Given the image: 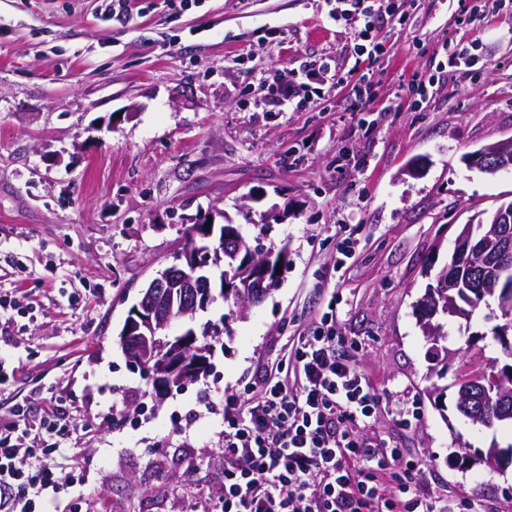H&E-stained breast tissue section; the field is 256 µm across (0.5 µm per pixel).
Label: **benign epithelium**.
Wrapping results in <instances>:
<instances>
[{
    "mask_svg": "<svg viewBox=\"0 0 512 512\" xmlns=\"http://www.w3.org/2000/svg\"><path fill=\"white\" fill-rule=\"evenodd\" d=\"M469 165L484 172H496L512 168V139L488 144L471 153ZM193 236L205 241V245L181 249L171 263L159 269L147 287L141 291L138 302L132 306L121 332L127 361L133 367L145 371L161 387L180 385L189 370L184 368L185 355L192 348L195 336L183 332L169 335L173 311L185 319L208 308L216 299L215 290L233 294L241 299L254 295L264 296L277 285L280 275L272 272L273 265L285 267L283 260L273 261V254L257 255L245 251L237 233L221 238L215 235V224L208 223V216L195 219ZM494 223L498 224L493 238L475 235L472 224H464L454 240L455 261L485 259L487 253L494 255L490 278L512 263V205L497 208ZM238 262L239 275L232 281L215 274L223 265L224 256ZM455 280L454 269L448 275H439L435 283L427 288L420 302L422 327L426 336L438 344L434 336L433 319L438 315L466 319L468 309L454 301L440 303L446 297ZM496 339L501 346L503 364L492 371V384L483 382L485 371L474 373L469 379L457 383L458 409L481 421V426L490 427L497 421L512 420V322L496 330ZM459 465L466 468L478 462L490 470L504 474L512 468V459L498 446L493 445L486 453L476 458L468 453L455 455Z\"/></svg>",
    "mask_w": 512,
    "mask_h": 512,
    "instance_id": "benign-epithelium-1",
    "label": "benign epithelium"
}]
</instances>
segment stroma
<instances>
[{
    "instance_id": "obj_1",
    "label": "stroma",
    "mask_w": 512,
    "mask_h": 512,
    "mask_svg": "<svg viewBox=\"0 0 512 512\" xmlns=\"http://www.w3.org/2000/svg\"><path fill=\"white\" fill-rule=\"evenodd\" d=\"M336 0H0V289L33 304L0 335L15 367L0 414L62 395L81 425L60 460L84 473L61 512H184L174 487L214 495L221 401L281 359L289 337L334 315L340 349L379 397L366 428L423 456L435 494L512 512V472L459 469L454 454L512 444V426L471 425L455 409L460 370L500 356L489 306L444 320L443 351L417 303L447 265L459 225L512 202V171L467 154L512 138V10L498 0H408L357 55ZM466 47L476 66L445 70ZM312 60L319 92L280 111L263 74ZM370 74L369 98L354 85ZM343 84H336V76ZM425 86L412 96V81ZM284 207L259 229L253 214ZM221 212L247 239L287 247L280 283L247 310L216 301L212 368L156 395L119 333L148 279L182 247L192 217ZM346 251H338L339 241ZM80 306H72L73 294ZM418 409L405 421L401 409Z\"/></svg>"
}]
</instances>
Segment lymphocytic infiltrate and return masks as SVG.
<instances>
[{
	"label": "lymphocytic infiltrate",
	"instance_id": "obj_1",
	"mask_svg": "<svg viewBox=\"0 0 512 512\" xmlns=\"http://www.w3.org/2000/svg\"><path fill=\"white\" fill-rule=\"evenodd\" d=\"M406 0L355 7L357 52L376 54L374 31ZM289 370L275 369L224 396L219 495L188 512H457L435 496L426 459L363 436L379 398L346 357L333 328L293 337ZM76 420L24 406L0 419V512H50L72 472L45 463L72 441ZM42 436L43 447L28 443Z\"/></svg>",
	"mask_w": 512,
	"mask_h": 512
}]
</instances>
